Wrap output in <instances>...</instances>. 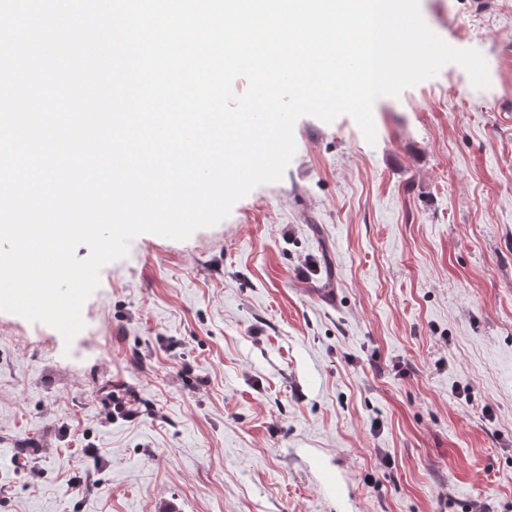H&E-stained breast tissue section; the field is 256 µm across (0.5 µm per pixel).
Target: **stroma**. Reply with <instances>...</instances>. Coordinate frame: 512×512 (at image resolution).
Instances as JSON below:
<instances>
[{
    "mask_svg": "<svg viewBox=\"0 0 512 512\" xmlns=\"http://www.w3.org/2000/svg\"><path fill=\"white\" fill-rule=\"evenodd\" d=\"M419 8L487 88L446 64L372 144L301 117L281 180L105 265L72 342L0 311V512H512V0Z\"/></svg>",
    "mask_w": 512,
    "mask_h": 512,
    "instance_id": "obj_1",
    "label": "stroma"
}]
</instances>
